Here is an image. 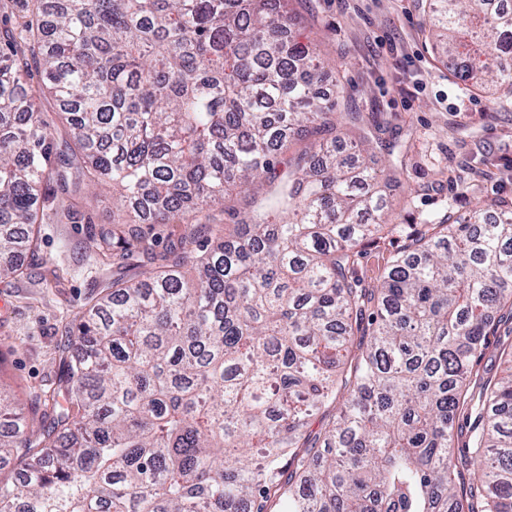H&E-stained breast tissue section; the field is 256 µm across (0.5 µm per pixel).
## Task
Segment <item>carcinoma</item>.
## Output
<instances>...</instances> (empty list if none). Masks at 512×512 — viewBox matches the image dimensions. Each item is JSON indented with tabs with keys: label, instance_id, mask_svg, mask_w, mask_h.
Segmentation results:
<instances>
[{
	"label": "carcinoma",
	"instance_id": "obj_1",
	"mask_svg": "<svg viewBox=\"0 0 512 512\" xmlns=\"http://www.w3.org/2000/svg\"><path fill=\"white\" fill-rule=\"evenodd\" d=\"M24 2L0 21V279L24 276L17 257L73 217L56 200L83 184L112 185L125 215L102 256L149 268L80 317L39 431L21 434L0 391V461L30 459L0 512H512V351L467 493L454 443L472 361L512 305V203L426 218L371 287L354 266L396 228L394 175L363 142L336 150L320 42L288 0ZM428 26L461 79L512 88L505 0H430ZM300 128L331 137L270 211L213 222ZM142 224H189L195 249L158 255Z\"/></svg>",
	"mask_w": 512,
	"mask_h": 512
}]
</instances>
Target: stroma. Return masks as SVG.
Here are the masks:
<instances>
[{
    "instance_id": "stroma-1",
    "label": "stroma",
    "mask_w": 512,
    "mask_h": 512,
    "mask_svg": "<svg viewBox=\"0 0 512 512\" xmlns=\"http://www.w3.org/2000/svg\"><path fill=\"white\" fill-rule=\"evenodd\" d=\"M429 0H290L302 37L322 41L324 84L336 98L349 138L375 139L378 167L400 171L387 191L402 231L367 247L358 267L367 282L422 228L425 215H463L491 199L512 200V94L474 89L440 56L423 29ZM113 227L112 192L87 191L67 224L40 227L39 246L23 277L0 279V391L40 429L59 377L61 360L76 353L70 328L88 303L114 279L135 280L133 267L101 264L100 231ZM70 274L40 285L55 270ZM512 347V319H494L473 363L469 405L456 418V446L467 453L482 411L484 384L495 380L502 352Z\"/></svg>"
}]
</instances>
